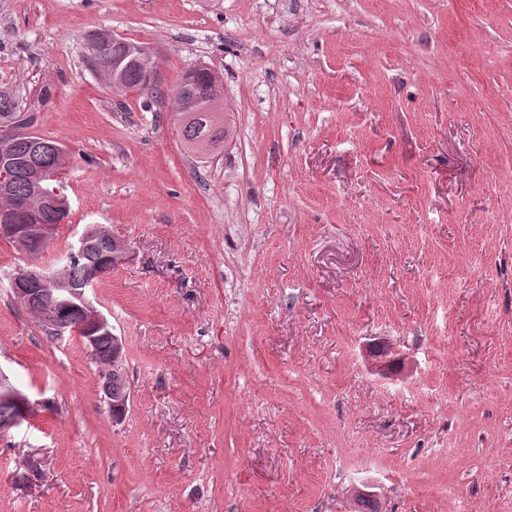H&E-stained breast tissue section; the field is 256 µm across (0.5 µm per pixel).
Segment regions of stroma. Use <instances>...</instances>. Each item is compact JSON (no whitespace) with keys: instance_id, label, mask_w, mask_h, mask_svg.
I'll list each match as a JSON object with an SVG mask.
<instances>
[{"instance_id":"1","label":"stroma","mask_w":512,"mask_h":512,"mask_svg":"<svg viewBox=\"0 0 512 512\" xmlns=\"http://www.w3.org/2000/svg\"><path fill=\"white\" fill-rule=\"evenodd\" d=\"M151 49L156 93L84 62ZM224 82L223 148L171 92ZM67 152L40 255L0 240V512H512V0H0V87ZM90 226L122 422L9 288ZM385 345L390 373L373 343ZM3 378V379H2ZM0 419L6 414L16 413V409L9 413L7 409L2 407H17L22 416H13L0 422V433H4L13 427H17L25 419L30 408V402L19 390L7 383L5 377L1 375L0 382Z\"/></svg>"}]
</instances>
